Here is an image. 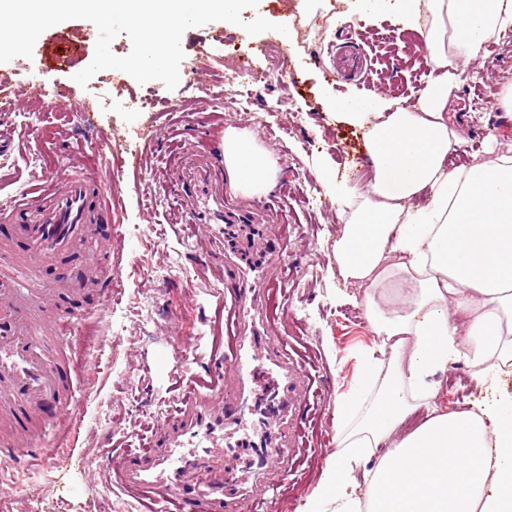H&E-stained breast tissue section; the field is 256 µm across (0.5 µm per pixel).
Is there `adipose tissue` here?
I'll list each match as a JSON object with an SVG mask.
<instances>
[{"mask_svg":"<svg viewBox=\"0 0 512 512\" xmlns=\"http://www.w3.org/2000/svg\"><path fill=\"white\" fill-rule=\"evenodd\" d=\"M366 15L388 13L425 29L442 71L419 110L379 93L351 94L336 109L366 128L371 169L358 192L318 172L341 229L330 256L344 282L364 290L380 357L366 355L358 389L336 398L337 452L317 497L331 512H512V395L438 410L436 374L466 359L478 385L512 367V144L487 159L450 168L459 142L448 101L454 62L477 57L491 37L512 30V0H356ZM231 189L268 193L277 162L253 132L224 130ZM425 417L413 430L412 412ZM377 457L365 491L352 475Z\"/></svg>","mask_w":512,"mask_h":512,"instance_id":"adipose-tissue-1","label":"adipose tissue"}]
</instances>
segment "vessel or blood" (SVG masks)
Here are the masks:
<instances>
[{
    "instance_id": "obj_1",
    "label": "vessel or blood",
    "mask_w": 512,
    "mask_h": 512,
    "mask_svg": "<svg viewBox=\"0 0 512 512\" xmlns=\"http://www.w3.org/2000/svg\"><path fill=\"white\" fill-rule=\"evenodd\" d=\"M221 169L200 165L182 181L195 193L198 207L190 225L224 227V249L229 260L237 258L236 228L255 224L257 213L231 208L221 187ZM112 209L98 181L83 167L70 166L58 188L39 195L22 194L0 199V223L10 225L0 238V469H7L19 448L57 447L60 428L72 423L85 406L82 379L91 345L84 335L86 316L78 305L90 291L112 294V253L99 241L97 226L111 219ZM77 258L79 273L57 282L40 277L46 265ZM283 251L269 244L260 263L237 267L239 296L231 305L227 323L233 332L228 347L237 380L233 398L217 401L218 380L195 388L183 398L184 416L169 434L165 453L141 451L125 466L121 488L137 487L154 500L172 505L174 512H223V498L195 490L184 497L179 483L189 467L186 454L212 455L215 433L232 429L238 454H260L262 460L281 462L287 451L278 437L280 422L297 390L298 378L286 354L257 355L265 337L267 319L257 305L271 270L281 268ZM274 370L282 395L269 409L262 426H254L249 400ZM54 406L55 419L44 410Z\"/></svg>"
}]
</instances>
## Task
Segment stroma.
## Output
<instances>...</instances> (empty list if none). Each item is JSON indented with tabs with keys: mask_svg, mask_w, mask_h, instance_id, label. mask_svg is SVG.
<instances>
[{
	"mask_svg": "<svg viewBox=\"0 0 512 512\" xmlns=\"http://www.w3.org/2000/svg\"><path fill=\"white\" fill-rule=\"evenodd\" d=\"M345 0H259L244 20L290 19L294 34H248L214 21L186 30L176 89H154L119 70H103L80 86L74 76L92 61L95 26L72 19L44 31L32 57L0 63V84L19 104L0 112V198L47 185L68 159L111 188L112 221L99 234L113 237L112 305L100 325V345L91 357L92 382L75 443L47 457L25 451L14 460V478L0 484V512H158L140 491L107 482L112 458L160 443L182 394L194 381L220 374L225 337L220 328L236 290L224 277L223 244L214 235L194 238L173 182L181 176L179 153L223 165L221 137L227 126L249 129L278 162L286 193L239 198L242 207L288 217L287 296L269 291L263 307L273 315L271 345L286 346L309 376L306 400L294 425L304 435L302 458L292 470L262 479L238 464L240 490L235 512H251L252 498L266 493L271 512H309L327 462L336 447V397L351 391L361 373L360 355L380 342L369 324L349 321L363 310V291L336 279L328 266L340 225L336 206L317 180L323 164L339 177L367 188L371 175L364 130L338 121L331 96L381 91L416 104L439 71L427 58L423 38L406 40L390 15H349ZM234 40L225 46L218 32ZM249 48L254 63L273 81L243 92L224 88V75L237 61L234 46ZM483 56L460 66L456 94L484 99L486 89L512 82V40L495 36ZM66 50L69 66L56 56ZM285 80H277V73ZM46 79L48 101L28 98L33 79ZM206 81L224 94L221 116L196 90ZM98 92L106 106L90 117L62 109ZM462 141L450 157L460 166L484 156L488 147L512 142V121L497 102L476 112L449 106ZM110 135L121 148L111 163L93 155L97 137Z\"/></svg>",
	"mask_w": 512,
	"mask_h": 512,
	"instance_id": "35a3bbf8",
	"label": "stroma"
}]
</instances>
